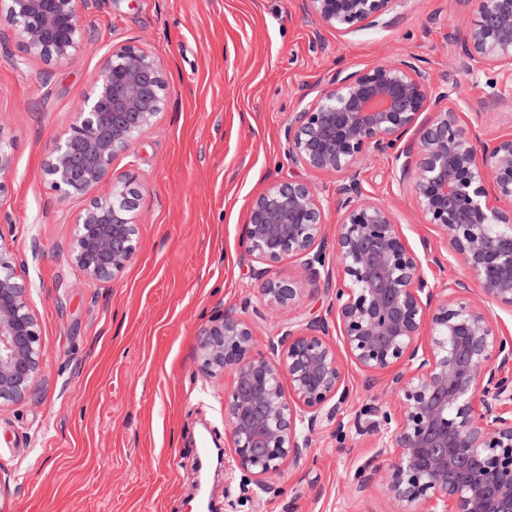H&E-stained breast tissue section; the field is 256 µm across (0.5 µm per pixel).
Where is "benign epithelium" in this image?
Here are the masks:
<instances>
[{"mask_svg": "<svg viewBox=\"0 0 512 512\" xmlns=\"http://www.w3.org/2000/svg\"><path fill=\"white\" fill-rule=\"evenodd\" d=\"M317 20L341 32L384 15L393 0H306ZM472 19L460 42L465 71L512 65V0H466ZM21 49L55 65L68 63L81 38L78 0H6ZM454 90L437 91L416 58L344 73L288 125V156L324 175H340L336 239L327 248V208L309 182L273 183L255 197L242 246L268 313L292 311L304 283L273 268L299 260L306 281L335 289L336 335L328 322L306 324L254 353L249 319L226 314L204 332L205 365L232 372L224 392L229 445L224 470L251 478L261 492L300 467L310 437L349 401L343 359L368 379L393 372L390 402L379 410L378 454L389 471L362 468L352 479L364 494L382 485L406 512H512V337L495 326L490 304L512 308V134L483 141L461 124ZM168 83L161 62L141 45L113 46L100 78L77 105L70 135L58 140L43 176L64 196L97 191L76 217L73 262L110 280L135 252L137 203L112 183V157L131 148L163 112ZM432 116L418 140L400 145L419 115ZM389 153L409 183L423 222L443 235L444 249L419 256L392 210L369 197L359 170ZM13 167L12 142L0 126V197ZM462 261L470 283L430 288L423 262ZM14 252L0 237V404L30 397L43 344L29 287L17 280ZM288 385H283V381Z\"/></svg>", "mask_w": 512, "mask_h": 512, "instance_id": "1", "label": "benign epithelium"}]
</instances>
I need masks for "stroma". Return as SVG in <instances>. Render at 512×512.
Returning a JSON list of instances; mask_svg holds the SVG:
<instances>
[{
	"instance_id": "1",
	"label": "stroma",
	"mask_w": 512,
	"mask_h": 512,
	"mask_svg": "<svg viewBox=\"0 0 512 512\" xmlns=\"http://www.w3.org/2000/svg\"><path fill=\"white\" fill-rule=\"evenodd\" d=\"M82 42L58 67L24 56L0 10V127L13 141L0 239L21 261L19 280L44 346L34 395L0 407V512H397L381 491L354 492L358 468L387 470L374 410L383 383L346 363L350 401L318 430L300 469L272 490L242 494L241 474L198 485L201 437L224 442L229 374L202 366L201 342L224 314L251 320L266 352L283 318L263 316L241 238L251 199L274 181L314 183L327 208L338 181L291 163L285 131L301 96L315 98L336 69L402 55L434 85H456L463 126L489 140L512 132V71L460 64L471 21L463 0H394L352 32L323 27L304 0H81ZM141 44L169 85L164 111L112 160V179L139 197L136 252L111 280L70 259L74 216L88 196L60 197L42 176L54 142L99 79L111 46ZM392 155L359 179L391 205L414 249L436 243Z\"/></svg>"
}]
</instances>
